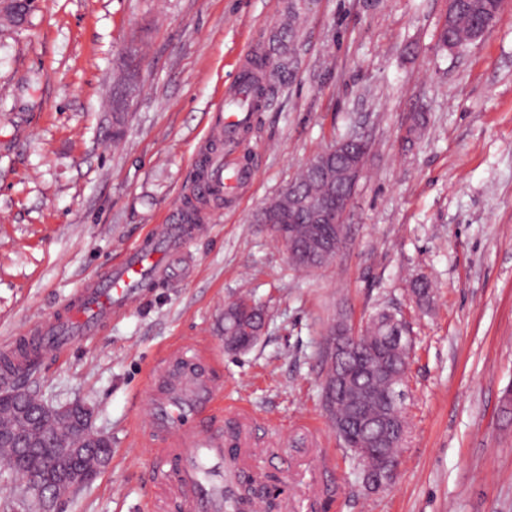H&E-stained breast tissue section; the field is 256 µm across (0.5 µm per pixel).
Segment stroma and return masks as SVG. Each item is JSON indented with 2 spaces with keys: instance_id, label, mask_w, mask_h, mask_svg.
<instances>
[{
  "instance_id": "stroma-1",
  "label": "stroma",
  "mask_w": 512,
  "mask_h": 512,
  "mask_svg": "<svg viewBox=\"0 0 512 512\" xmlns=\"http://www.w3.org/2000/svg\"><path fill=\"white\" fill-rule=\"evenodd\" d=\"M285 0H37L0 27V354L36 317L184 203L195 157L240 65ZM298 65L256 113L241 157L255 179L206 210L182 275L148 289L22 383L79 401L112 459L55 512H154L148 369L193 336L223 385L210 410L276 512H512V6L462 50L443 48L448 0H297ZM135 47L140 92L112 136V66ZM424 128L406 142L416 116ZM369 150L333 262L297 271L261 224L298 169L352 134ZM432 285L428 303L411 293ZM266 313L248 349L224 347V305ZM394 309L414 341L409 432L380 490L332 430L325 333Z\"/></svg>"
}]
</instances>
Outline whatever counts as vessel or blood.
<instances>
[{"label": "vessel or blood", "instance_id": "1", "mask_svg": "<svg viewBox=\"0 0 512 512\" xmlns=\"http://www.w3.org/2000/svg\"><path fill=\"white\" fill-rule=\"evenodd\" d=\"M242 116L225 113L206 137L205 175L192 191L203 199L223 198L226 190L250 184L252 170L234 158L232 141ZM205 224H186L181 212L155 225L140 243L129 247L99 280L78 289L63 314L33 323L27 347L59 357L79 340L97 335L113 314L136 306L153 281L172 279L173 263L189 240L204 236ZM154 385L148 426L157 436V453L171 469L157 485L180 497L186 512H260L257 503L241 505L237 486L227 481L226 435L212 424L208 411L220 392L210 361L191 345L179 346L150 371Z\"/></svg>", "mask_w": 512, "mask_h": 512}]
</instances>
